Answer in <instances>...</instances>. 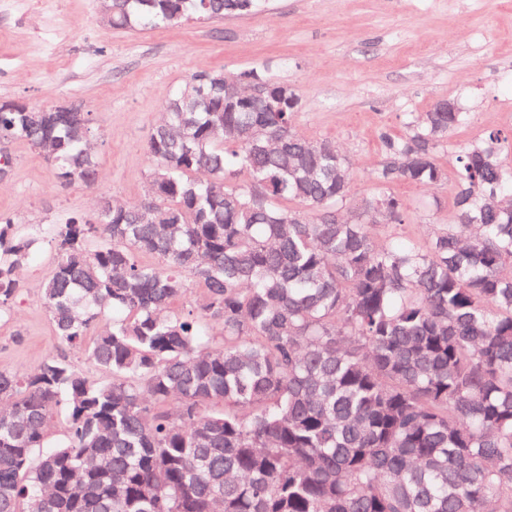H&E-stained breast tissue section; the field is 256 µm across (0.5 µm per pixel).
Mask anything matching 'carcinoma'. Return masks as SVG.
<instances>
[{
  "instance_id": "1",
  "label": "carcinoma",
  "mask_w": 512,
  "mask_h": 512,
  "mask_svg": "<svg viewBox=\"0 0 512 512\" xmlns=\"http://www.w3.org/2000/svg\"><path fill=\"white\" fill-rule=\"evenodd\" d=\"M254 7L112 0V27ZM206 75L149 134L152 196L55 230L41 303L109 378L0 367V512H512V139L456 146L451 219L424 244L379 242L371 225L403 221L391 186L447 181L471 113L437 100L382 134L356 202L336 144L294 130L300 102L231 109ZM89 134L87 112H0V142L64 187L98 181ZM37 243L0 214V315Z\"/></svg>"
}]
</instances>
